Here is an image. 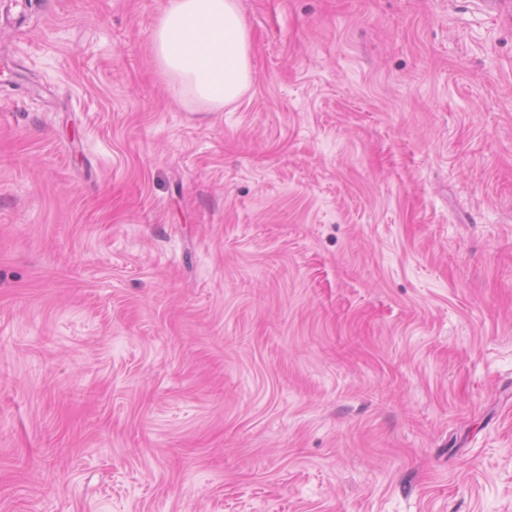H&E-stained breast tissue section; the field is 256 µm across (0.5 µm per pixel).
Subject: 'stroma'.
Wrapping results in <instances>:
<instances>
[{
  "instance_id": "35a3bbf8",
  "label": "stroma",
  "mask_w": 512,
  "mask_h": 512,
  "mask_svg": "<svg viewBox=\"0 0 512 512\" xmlns=\"http://www.w3.org/2000/svg\"><path fill=\"white\" fill-rule=\"evenodd\" d=\"M0 0V512H512V10ZM152 41L181 92L213 110L239 100L251 83L250 33L237 0H168Z\"/></svg>"
}]
</instances>
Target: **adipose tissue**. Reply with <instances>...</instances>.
Returning <instances> with one entry per match:
<instances>
[{
	"mask_svg": "<svg viewBox=\"0 0 512 512\" xmlns=\"http://www.w3.org/2000/svg\"><path fill=\"white\" fill-rule=\"evenodd\" d=\"M152 41L162 70L212 109L236 102L251 83L250 33L238 0H168Z\"/></svg>",
	"mask_w": 512,
	"mask_h": 512,
	"instance_id": "1",
	"label": "adipose tissue"
}]
</instances>
